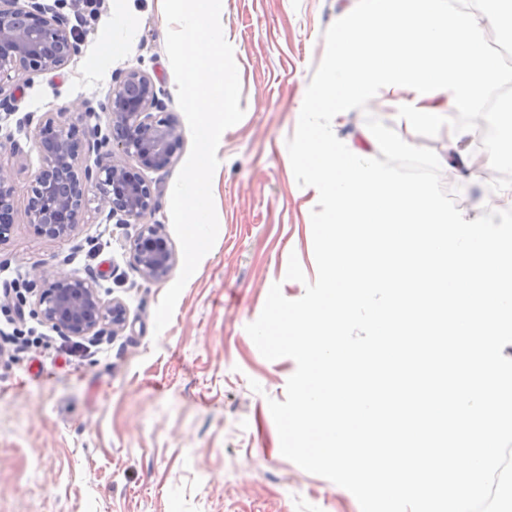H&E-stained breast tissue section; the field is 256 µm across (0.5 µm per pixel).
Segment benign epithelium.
<instances>
[{"label":"benign epithelium","mask_w":512,"mask_h":512,"mask_svg":"<svg viewBox=\"0 0 512 512\" xmlns=\"http://www.w3.org/2000/svg\"><path fill=\"white\" fill-rule=\"evenodd\" d=\"M77 51L78 42L66 20L48 14L38 0H0V89L31 74L56 71ZM161 109L153 81L131 69L112 86L105 108L109 112L106 133L97 124L91 134L102 147L117 145L140 168L161 169L169 163L171 144L178 137L176 122L160 115ZM34 137L42 164L24 209L26 223L51 239H66L92 200L98 209L119 217V223L140 225L133 240V258L141 277L148 281L167 277L175 255L160 235L159 225L143 223L156 206L146 180L105 157L94 170L80 168V144L59 115L41 121ZM13 210L14 188L7 172L0 169V242L12 233L14 222L4 218ZM40 278L43 288L37 294L34 314L51 330L86 338L99 335L105 325L115 332L125 324V306L104 300L92 282L78 276L59 279L50 270L42 271Z\"/></svg>","instance_id":"7a95c632"}]
</instances>
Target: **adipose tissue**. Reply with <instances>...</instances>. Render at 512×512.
<instances>
[{
  "label": "adipose tissue",
  "mask_w": 512,
  "mask_h": 512,
  "mask_svg": "<svg viewBox=\"0 0 512 512\" xmlns=\"http://www.w3.org/2000/svg\"><path fill=\"white\" fill-rule=\"evenodd\" d=\"M482 14L447 0H360L336 28L329 73L304 104L342 120L359 103L380 100L406 129L443 132L457 168L478 180L469 152L473 129L448 123L450 111L479 113L503 74L475 29Z\"/></svg>",
  "instance_id": "obj_1"
}]
</instances>
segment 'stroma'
Wrapping results in <instances>:
<instances>
[{"mask_svg": "<svg viewBox=\"0 0 512 512\" xmlns=\"http://www.w3.org/2000/svg\"><path fill=\"white\" fill-rule=\"evenodd\" d=\"M41 2L67 20L79 46L60 70L0 89L13 105L0 110V131L16 143L0 151L15 220L0 243V329L35 339L0 349V512H361L348 490L282 456L268 402L285 399L296 363L265 359L245 331L273 283L297 300L317 278L311 212L319 194L298 185L286 142L328 67L338 19L359 0H225L224 37L245 115L218 145L216 242L159 333L155 309L181 269L160 281L140 276L132 258L138 225L91 204L69 238L53 240L26 223L24 208L41 165L35 123L64 113L81 145L79 166H94L91 127L106 125L115 80L135 68L161 90L179 128L169 164L142 176L159 202L147 223L180 251L170 197L192 136L161 0ZM76 100L89 101L95 118L74 112ZM405 140L437 154L464 218L512 209V180L469 182L447 168L444 138L420 130ZM292 255L305 282L285 277ZM45 269L100 284L105 300L125 306L124 327L88 341V354L67 355L68 337L32 313Z\"/></svg>", "mask_w": 512, "mask_h": 512, "instance_id": "obj_1", "label": "stroma"}]
</instances>
